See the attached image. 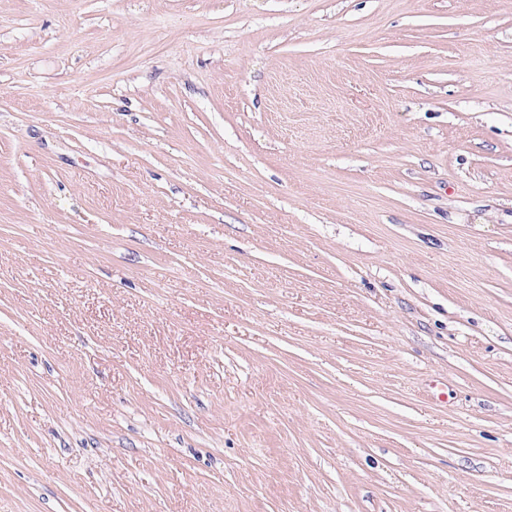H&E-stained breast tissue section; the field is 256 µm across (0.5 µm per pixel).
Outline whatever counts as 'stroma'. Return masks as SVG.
<instances>
[{"label": "stroma", "instance_id": "35a3bbf8", "mask_svg": "<svg viewBox=\"0 0 512 512\" xmlns=\"http://www.w3.org/2000/svg\"><path fill=\"white\" fill-rule=\"evenodd\" d=\"M0 512H512V0H0Z\"/></svg>", "mask_w": 512, "mask_h": 512}]
</instances>
